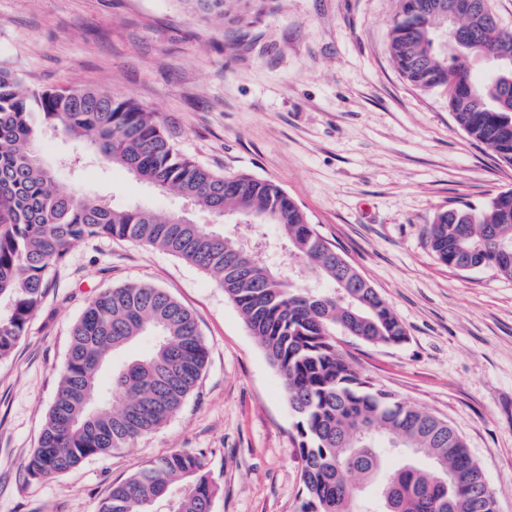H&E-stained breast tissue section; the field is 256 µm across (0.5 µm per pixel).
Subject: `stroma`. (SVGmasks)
<instances>
[{"mask_svg": "<svg viewBox=\"0 0 512 512\" xmlns=\"http://www.w3.org/2000/svg\"><path fill=\"white\" fill-rule=\"evenodd\" d=\"M399 0H273L256 23L200 18L178 0H0V66L27 87L131 94L180 152L227 175L277 183L376 288L407 339L337 334L339 353L376 388L446 422L512 512V279L438 261L422 229L438 212L512 189L453 121L448 97L410 85L393 64ZM79 146L46 135L58 187L114 206L186 212L120 168L62 164ZM287 265L275 224L221 226ZM147 282L194 315L208 348L195 390L161 429L50 479L32 454L56 393L71 329L99 292ZM295 417L236 305L206 272L127 241L75 242L11 355L0 360V512H98L112 485L175 448L204 452L211 512H297Z\"/></svg>", "mask_w": 512, "mask_h": 512, "instance_id": "1", "label": "stroma"}]
</instances>
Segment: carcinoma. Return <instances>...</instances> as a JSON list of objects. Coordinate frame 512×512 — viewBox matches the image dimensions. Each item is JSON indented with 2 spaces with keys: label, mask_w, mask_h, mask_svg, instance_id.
Returning <instances> with one entry per match:
<instances>
[{
  "label": "carcinoma",
  "mask_w": 512,
  "mask_h": 512,
  "mask_svg": "<svg viewBox=\"0 0 512 512\" xmlns=\"http://www.w3.org/2000/svg\"><path fill=\"white\" fill-rule=\"evenodd\" d=\"M191 14L252 24L268 0H178ZM444 0H400L391 55L419 90L448 95L456 125L499 163L512 166V31L491 29L480 13L455 28L469 41L441 52ZM495 57L483 77L475 58ZM87 142L97 164L118 166L161 191L190 198L211 214L277 224L302 283L281 280L260 259L245 271L238 242L197 224H178L140 206L113 207L67 194L40 158L49 134ZM106 237L158 248L210 274L235 303L282 379L296 417L303 461L299 512H492L494 496L463 439L447 422L375 389L336 350L340 330L369 344L398 345L406 331L386 301L327 241L276 183L224 175L184 156L155 113L133 97L81 86L29 90L0 68V360L8 357L40 308L71 245ZM429 250L462 269L465 249L483 268L512 279V189L476 208L438 213L425 230ZM141 356L112 359L142 338ZM207 347L193 314L148 283L95 296L74 324L71 342L37 446L27 462L50 478L83 460L130 446L162 428L196 387ZM395 448L428 455L387 474L381 497L362 505L355 480L375 477ZM216 485L204 454L178 448L112 486L99 512H210Z\"/></svg>",
  "instance_id": "obj_1"
}]
</instances>
